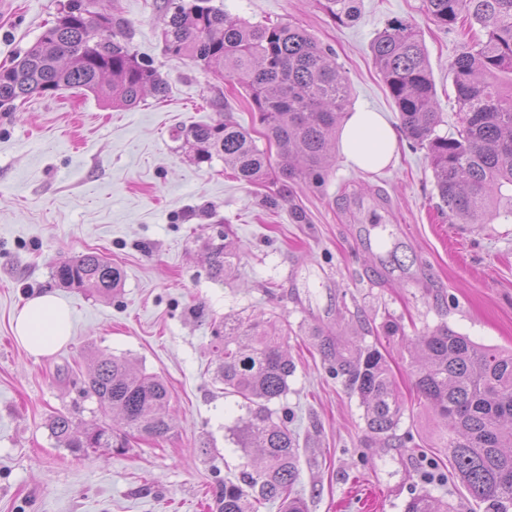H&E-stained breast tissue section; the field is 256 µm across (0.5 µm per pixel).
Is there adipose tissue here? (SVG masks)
Wrapping results in <instances>:
<instances>
[{"instance_id":"adipose-tissue-1","label":"adipose tissue","mask_w":512,"mask_h":512,"mask_svg":"<svg viewBox=\"0 0 512 512\" xmlns=\"http://www.w3.org/2000/svg\"><path fill=\"white\" fill-rule=\"evenodd\" d=\"M338 146L348 166L376 172L394 160L397 137L380 113L363 109L346 118ZM13 332L33 357L52 355L71 339V311L56 294L33 296L16 312Z\"/></svg>"}]
</instances>
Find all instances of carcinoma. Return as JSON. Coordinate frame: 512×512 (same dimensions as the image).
Wrapping results in <instances>:
<instances>
[{"instance_id": "cac0c4a2", "label": "carcinoma", "mask_w": 512, "mask_h": 512, "mask_svg": "<svg viewBox=\"0 0 512 512\" xmlns=\"http://www.w3.org/2000/svg\"><path fill=\"white\" fill-rule=\"evenodd\" d=\"M430 18L445 29L462 20L470 42L450 62L461 126L448 136L441 123L428 57L418 31L402 20L389 23L371 45L374 63L394 100L407 136L427 150L439 196L461 224H483L502 188L512 187V0H423ZM339 22L359 19V0H324ZM163 44L166 54L202 64L211 74L237 81L258 112L268 141L281 159L277 179L309 186L325 182L336 128L349 103L348 82L332 49L318 45L291 23L233 20L212 0H169ZM112 28V39L101 29ZM125 23L104 0H68L12 67L0 70V108L63 88L88 91L114 105L134 107L147 93L160 95L157 70L131 51ZM175 138L199 163L217 155L237 179L251 185L271 179L270 156L230 119L176 131ZM212 278L223 279L238 254L223 243L207 245ZM53 277L68 287L106 296L121 286L122 271L89 253L57 266ZM213 380L241 400L247 417L232 430L246 461L238 482L224 483L221 512H258L280 503L281 512H306L293 495L300 475L296 439L288 419L274 420L270 404L288 393L294 363L285 337L258 322L224 317L214 329ZM336 374L347 377L365 408L367 430L390 441L403 415L390 366L373 346L320 337ZM415 387L454 434L446 444L457 479L485 512H512V352L481 347L450 328L417 337ZM87 395L116 414L125 430L93 420L74 426L65 415L48 427L65 448H129L130 433L164 439L170 424L163 409L169 392L156 374L135 370L124 357L103 355L89 376ZM404 512H449L448 502L428 492L413 494Z\"/></svg>"}]
</instances>
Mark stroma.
<instances>
[{"instance_id": "obj_1", "label": "stroma", "mask_w": 512, "mask_h": 512, "mask_svg": "<svg viewBox=\"0 0 512 512\" xmlns=\"http://www.w3.org/2000/svg\"><path fill=\"white\" fill-rule=\"evenodd\" d=\"M67 0H6L0 6V68L51 26ZM231 17L291 23L332 48L350 86V109L399 112L370 44L402 18L420 32L442 131L459 109L449 62L465 40L433 22L423 0H362L352 25L319 0H215ZM126 40L151 62L167 91L132 108L89 92L33 96L0 111V512H220L224 483L243 455L228 430L246 411L212 379V330L224 316L269 321L288 333L295 371L273 403L300 453L296 486L307 512H404L425 490L452 512H484L454 470L451 431L412 377L404 338L448 327L489 348L512 350V189L484 224H459L439 197L425 150L399 141L396 164L366 172L335 164L319 187L249 185L221 157L197 163L175 128L229 118L268 143L236 81L163 50L164 0H111ZM227 235L238 258L224 280L206 260ZM96 251L123 271L121 288L98 297L59 285L55 266ZM51 291L73 313L69 344L34 358L16 341L23 302ZM396 322L397 336L385 335ZM361 337L389 360L404 401L398 438H367L359 396L324 357L314 331ZM126 357L160 376L172 429L133 438L128 453L74 451L51 435V416L78 423L97 404L82 388L100 355ZM444 482H425L428 469Z\"/></svg>"}]
</instances>
